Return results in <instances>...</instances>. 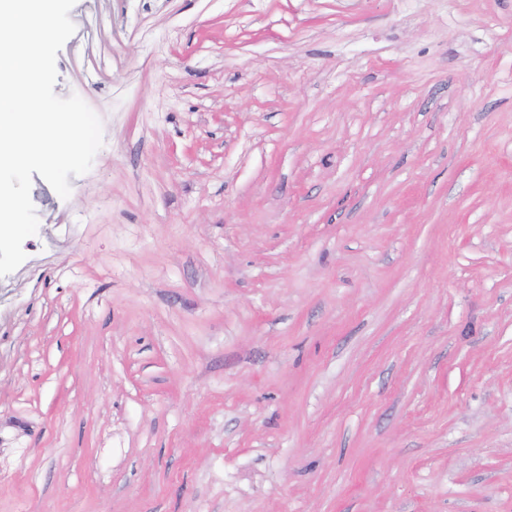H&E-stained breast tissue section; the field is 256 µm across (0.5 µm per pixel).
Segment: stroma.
<instances>
[{
    "label": "stroma",
    "instance_id": "1",
    "mask_svg": "<svg viewBox=\"0 0 512 512\" xmlns=\"http://www.w3.org/2000/svg\"><path fill=\"white\" fill-rule=\"evenodd\" d=\"M103 145L0 277V512H512V0H76Z\"/></svg>",
    "mask_w": 512,
    "mask_h": 512
}]
</instances>
